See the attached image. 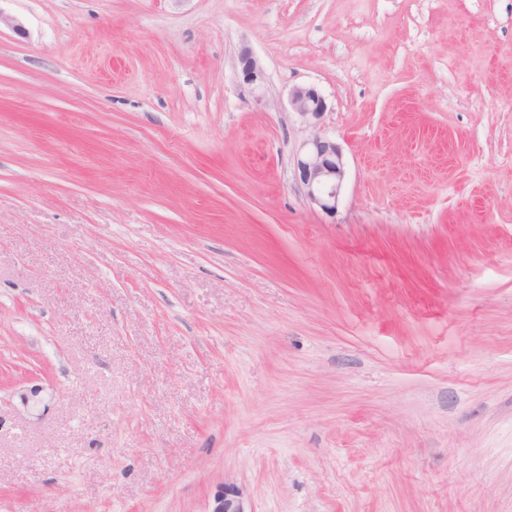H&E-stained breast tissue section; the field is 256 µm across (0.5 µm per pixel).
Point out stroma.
<instances>
[{"mask_svg": "<svg viewBox=\"0 0 512 512\" xmlns=\"http://www.w3.org/2000/svg\"><path fill=\"white\" fill-rule=\"evenodd\" d=\"M0 15V512H512V0ZM238 61L239 76L242 81L254 89H259L264 80V71L258 59L249 49L245 48L241 50ZM289 104L301 122L313 133L294 156L296 176L305 197L324 213H336L346 177L342 149L318 130L328 105L314 85H297L289 93ZM211 507L208 512H249L240 489L227 483L216 490Z\"/></svg>", "mask_w": 512, "mask_h": 512, "instance_id": "obj_1", "label": "stroma"}]
</instances>
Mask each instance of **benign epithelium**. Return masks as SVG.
Here are the masks:
<instances>
[{"label": "benign epithelium", "instance_id": "1", "mask_svg": "<svg viewBox=\"0 0 512 512\" xmlns=\"http://www.w3.org/2000/svg\"><path fill=\"white\" fill-rule=\"evenodd\" d=\"M238 61L242 81L255 89L260 88L264 71L254 54L244 48ZM289 104L301 122L313 130L294 156L296 176L309 202L332 215L338 207L346 163L341 147L319 132L328 110L326 98L313 85H297L290 90ZM210 512H247L240 489L226 483L216 490Z\"/></svg>", "mask_w": 512, "mask_h": 512}]
</instances>
